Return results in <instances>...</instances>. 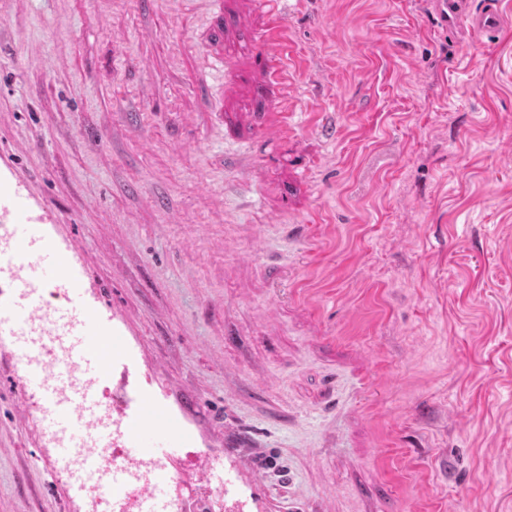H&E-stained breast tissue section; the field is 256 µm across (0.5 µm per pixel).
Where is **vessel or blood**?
<instances>
[{"label": "vessel or blood", "instance_id": "1", "mask_svg": "<svg viewBox=\"0 0 512 512\" xmlns=\"http://www.w3.org/2000/svg\"><path fill=\"white\" fill-rule=\"evenodd\" d=\"M448 32L495 36L505 22L500 0H436ZM274 81L282 46L261 38ZM288 107L278 101L267 132L283 136ZM59 218L0 157V340L14 355L16 383L55 448L71 491L89 512H182L195 486L198 512H259V476L240 482L221 456L196 450L181 415L152 387L118 313L102 304L80 253L82 242L56 231Z\"/></svg>", "mask_w": 512, "mask_h": 512}]
</instances>
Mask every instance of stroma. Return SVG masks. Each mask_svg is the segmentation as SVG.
<instances>
[{
    "label": "stroma",
    "instance_id": "obj_1",
    "mask_svg": "<svg viewBox=\"0 0 512 512\" xmlns=\"http://www.w3.org/2000/svg\"><path fill=\"white\" fill-rule=\"evenodd\" d=\"M283 8L271 140L256 0H0V154L267 512H512V22ZM12 374L0 346V512H87ZM262 55L270 69L271 78L282 83V95L280 101L271 106L268 111V135L277 139L283 136L290 128V114H288V84L283 81L279 59L282 54L280 39L273 33H268L261 38ZM289 119V120H288Z\"/></svg>",
    "mask_w": 512,
    "mask_h": 512
}]
</instances>
